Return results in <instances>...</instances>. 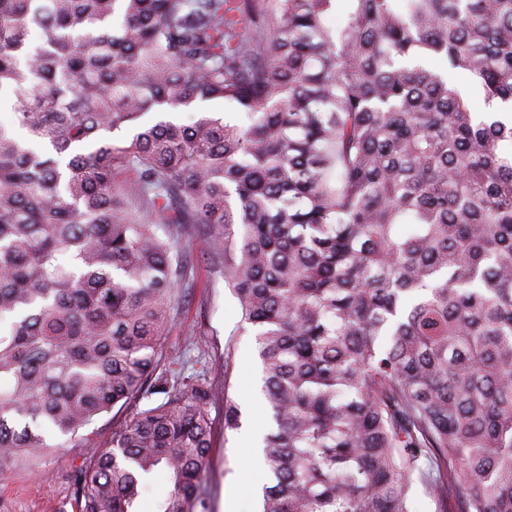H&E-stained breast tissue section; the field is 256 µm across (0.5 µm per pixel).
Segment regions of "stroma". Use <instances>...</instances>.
<instances>
[{
	"instance_id": "obj_1",
	"label": "stroma",
	"mask_w": 512,
	"mask_h": 512,
	"mask_svg": "<svg viewBox=\"0 0 512 512\" xmlns=\"http://www.w3.org/2000/svg\"><path fill=\"white\" fill-rule=\"evenodd\" d=\"M191 255L160 371L175 381L195 377L212 388L214 434L205 480L211 512H258L260 496L253 488L265 484L266 477L258 455L246 448L244 434H266L273 421L268 410L254 407L262 398L254 332L243 323L203 238L193 240ZM221 364L227 367L223 376L214 371ZM228 398L241 411V429L224 428ZM83 439L53 435L44 455L7 461L6 476L0 478V512H76L73 474L87 454Z\"/></svg>"
}]
</instances>
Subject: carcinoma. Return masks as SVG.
<instances>
[{
    "mask_svg": "<svg viewBox=\"0 0 512 512\" xmlns=\"http://www.w3.org/2000/svg\"><path fill=\"white\" fill-rule=\"evenodd\" d=\"M274 2L0 0V463L158 395L84 438L78 512L155 471L156 512H211L212 390L156 373L201 229L255 331L261 512H512V0ZM197 112H212L213 114L223 115L225 112H231L223 101H211L203 103L195 109L194 112H171V113H154L150 112L142 118L144 123H154L158 120H177L189 122L190 115H199ZM135 182L134 171L123 167L116 174L114 188L124 196L129 212L135 217H140L145 213V208L141 197L135 191ZM149 403L147 398L141 399L139 402H131L125 407L119 408V405L113 408L109 413H104L95 418L94 421L81 429L78 433L81 438L89 435L94 442L103 446L109 444L112 440V431L122 424L135 408V405L143 407Z\"/></svg>",
    "mask_w": 512,
    "mask_h": 512,
    "instance_id": "cac0c4a2",
    "label": "carcinoma"
}]
</instances>
